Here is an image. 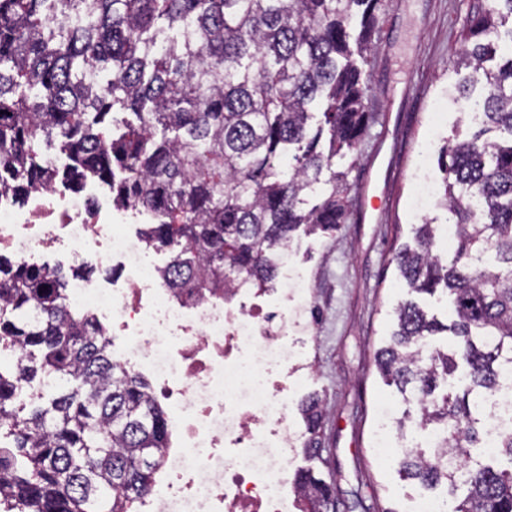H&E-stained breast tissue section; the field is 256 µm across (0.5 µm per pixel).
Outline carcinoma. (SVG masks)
Segmentation results:
<instances>
[{
  "label": "carcinoma",
  "mask_w": 512,
  "mask_h": 512,
  "mask_svg": "<svg viewBox=\"0 0 512 512\" xmlns=\"http://www.w3.org/2000/svg\"><path fill=\"white\" fill-rule=\"evenodd\" d=\"M384 0H0V195L25 198L50 180L95 179L118 207L157 223L148 247L168 249L159 281L194 297L241 280L265 288L294 234L346 223L348 172L336 167L366 135L363 66L376 51ZM512 0L467 22L461 62L474 70L459 97L480 111L469 138L439 156V207L458 232L436 253L438 225H417L392 262L407 288L442 294L451 323L415 301L376 368L432 448L402 451L400 473L421 489L449 487V512H512V430L497 448L509 467L476 463L486 401L512 363ZM70 161L61 173L50 156ZM322 185L316 204L306 197ZM64 265L3 262L0 344L22 361L0 369L3 512H131L153 487L169 424L150 384L118 366L104 327L66 302ZM449 333L441 349L433 337ZM48 394L25 399L34 382ZM304 453L319 454L322 399L301 403ZM307 512L332 490L298 474Z\"/></svg>",
  "instance_id": "1"
}]
</instances>
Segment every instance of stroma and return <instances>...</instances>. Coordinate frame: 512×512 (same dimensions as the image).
Here are the masks:
<instances>
[{
    "instance_id": "1",
    "label": "stroma",
    "mask_w": 512,
    "mask_h": 512,
    "mask_svg": "<svg viewBox=\"0 0 512 512\" xmlns=\"http://www.w3.org/2000/svg\"><path fill=\"white\" fill-rule=\"evenodd\" d=\"M492 0H386L374 38L379 50L363 68L364 102L375 121L349 170V217L333 236L296 234L279 280H292L312 307L311 329L290 347L310 367L298 396L319 393L325 416L319 457L296 450L295 470L312 469L335 488L328 512H408L416 491L397 474L400 448L380 449L383 416L404 408L386 385L375 353L389 338L407 290L391 258L413 225L441 217L412 207L413 173L429 150V175L440 180L446 136L470 131L462 105L449 101L441 130L431 103L458 79L462 31Z\"/></svg>"
}]
</instances>
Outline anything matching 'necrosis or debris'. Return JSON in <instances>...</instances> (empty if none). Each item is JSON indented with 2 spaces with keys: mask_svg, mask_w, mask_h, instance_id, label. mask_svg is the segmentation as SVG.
<instances>
[{
  "mask_svg": "<svg viewBox=\"0 0 512 512\" xmlns=\"http://www.w3.org/2000/svg\"><path fill=\"white\" fill-rule=\"evenodd\" d=\"M0 248L30 264L51 249L62 260L107 268L122 264L123 287L76 280L68 303L107 320L127 345L115 360L149 368L152 395L172 411L176 442L156 489L134 512H299L293 470L297 361L288 331L297 310L267 288H230L176 297L159 287L140 240L123 235L111 213L87 196L36 192L28 209L0 197ZM512 425V369L488 403L483 452L491 456Z\"/></svg>",
  "mask_w": 512,
  "mask_h": 512,
  "instance_id": "4bbe7bcc",
  "label": "necrosis or debris"
}]
</instances>
